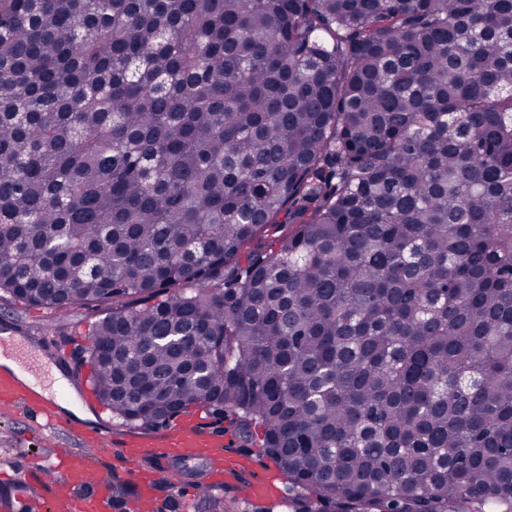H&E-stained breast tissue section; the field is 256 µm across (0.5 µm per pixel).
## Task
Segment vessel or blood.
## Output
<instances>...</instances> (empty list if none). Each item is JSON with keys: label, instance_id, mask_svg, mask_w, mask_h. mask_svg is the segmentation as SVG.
<instances>
[{"label": "vessel or blood", "instance_id": "b4317fda", "mask_svg": "<svg viewBox=\"0 0 512 512\" xmlns=\"http://www.w3.org/2000/svg\"><path fill=\"white\" fill-rule=\"evenodd\" d=\"M60 393L40 394L16 376L0 372V405L24 403L32 423L64 430L85 442H92L103 453H117L140 487L134 504L136 512H152L155 480L167 459L204 458L212 461V483L234 481L236 468L224 459V436L201 428L173 427L159 437L127 434L118 438L83 428L70 416L60 413ZM27 481L39 486L52 512H114L112 488L105 481H93L85 458L65 451L57 463H34L27 468Z\"/></svg>", "mask_w": 512, "mask_h": 512}]
</instances>
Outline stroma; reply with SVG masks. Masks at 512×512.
Wrapping results in <instances>:
<instances>
[{
	"instance_id": "35a3bbf8",
	"label": "stroma",
	"mask_w": 512,
	"mask_h": 512,
	"mask_svg": "<svg viewBox=\"0 0 512 512\" xmlns=\"http://www.w3.org/2000/svg\"><path fill=\"white\" fill-rule=\"evenodd\" d=\"M97 318L95 311L84 307L55 313L24 307L7 297L0 298V326L17 333L19 341L14 345L15 350H27L29 356L45 368L54 362L65 370L74 367V356L85 346V333ZM182 419L231 437L232 442L224 453L241 460L244 467L237 482L211 486L209 494L199 496L190 492L189 486L194 483L196 472L205 470L206 463L201 458L183 462L179 485L172 486L164 479H157L155 512H214L215 500L237 495L240 483H250L272 475L277 478L278 495L260 503L243 500L240 510L288 512L286 477L281 476L279 467L268 457L259 454L257 448L245 447L241 440L235 439L230 422L216 421L206 410L197 408L183 413ZM61 448L71 449L85 457L97 476L115 488L119 512H129L128 506L135 500L137 493L118 457L107 456L97 447L81 443L62 432L34 426L22 406L0 411V474L21 478L28 462L54 461Z\"/></svg>"
}]
</instances>
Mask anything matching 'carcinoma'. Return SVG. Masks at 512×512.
I'll use <instances>...</instances> for the list:
<instances>
[{"label":"carcinoma","instance_id":"carcinoma-1","mask_svg":"<svg viewBox=\"0 0 512 512\" xmlns=\"http://www.w3.org/2000/svg\"><path fill=\"white\" fill-rule=\"evenodd\" d=\"M0 292L290 512H512V0H0Z\"/></svg>","mask_w":512,"mask_h":512}]
</instances>
